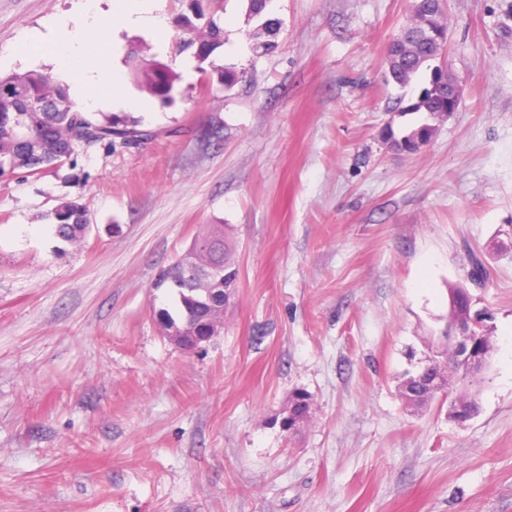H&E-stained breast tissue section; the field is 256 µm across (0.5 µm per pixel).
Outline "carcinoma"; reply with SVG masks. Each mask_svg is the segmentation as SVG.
Here are the masks:
<instances>
[{"label": "carcinoma", "mask_w": 512, "mask_h": 512, "mask_svg": "<svg viewBox=\"0 0 512 512\" xmlns=\"http://www.w3.org/2000/svg\"><path fill=\"white\" fill-rule=\"evenodd\" d=\"M247 2L249 19L259 21L252 32L254 49L265 55L276 47L271 37L276 34L277 22L265 17L269 0ZM188 9L191 15L178 17L179 25L189 34L180 50L196 48L197 69L207 76V81H215L226 88L233 86L244 73L226 68L216 69L211 74L203 67L211 54L224 44L223 30L214 18H205L200 0H190ZM202 19L206 20V34L197 39V22ZM448 24L447 0H411L408 23L387 49L388 75L395 84L407 85L425 64L442 54L448 41ZM126 64L134 83L154 96L161 106L169 107L174 103L178 76L168 64L140 58L134 51L128 53ZM415 113L423 116L417 125L397 130L391 123L385 127L383 139L392 149L416 154L429 143L438 123L448 119V85L424 89L416 101L398 111L401 117ZM137 126V121L114 114L97 120L92 114L75 108L69 99L68 88L52 82L45 74L31 71L0 76V177L54 172L71 162L82 136L109 149L117 145L138 146L146 140V134ZM51 217L56 235L62 241L71 246L83 243L90 227L83 204L76 199L65 201L51 212ZM193 244L196 245L194 263L200 270L221 268L225 274L219 282L206 276L188 281L181 271L179 258L160 271L154 288L171 289L176 300V314L166 310L161 312L165 329L184 328L190 333L204 326L210 316L220 313L217 307L203 303L207 294L217 288L224 289L226 304L236 294L238 270L231 261V247L224 236V225H205L194 237ZM489 277L490 269L484 259L471 255L470 282H485ZM448 297L457 304L459 312L468 311L471 299L466 288L452 286L448 289ZM452 359L450 349L443 359L426 356L420 359L416 371L404 374L399 393L407 406L430 404L437 398L431 391V382L439 367ZM310 409L309 397L296 394L288 408V416L284 418L285 428L293 430L307 422Z\"/></svg>", "instance_id": "carcinoma-1"}]
</instances>
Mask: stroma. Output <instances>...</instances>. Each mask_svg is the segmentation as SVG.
<instances>
[{"label": "stroma", "instance_id": "35a3bbf8", "mask_svg": "<svg viewBox=\"0 0 512 512\" xmlns=\"http://www.w3.org/2000/svg\"><path fill=\"white\" fill-rule=\"evenodd\" d=\"M409 0H271L278 48L257 55L246 0L210 11L205 85L184 33L167 49L92 32L86 53L138 46L182 78L163 108L127 110L149 140L79 150L42 178H0V512H512V0H448L457 112L419 153L381 131L430 81H386ZM74 0H0V74L64 66L31 37ZM79 198L82 248L51 212ZM235 245L224 329L186 352L163 336L160 271L201 225ZM494 353L465 424L397 385L437 343L469 251ZM311 419L281 420L296 391Z\"/></svg>", "mask_w": 512, "mask_h": 512}]
</instances>
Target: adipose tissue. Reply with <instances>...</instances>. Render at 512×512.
<instances>
[{
    "instance_id": "adipose-tissue-1",
    "label": "adipose tissue",
    "mask_w": 512,
    "mask_h": 512,
    "mask_svg": "<svg viewBox=\"0 0 512 512\" xmlns=\"http://www.w3.org/2000/svg\"><path fill=\"white\" fill-rule=\"evenodd\" d=\"M112 17L118 26L151 32L159 45H166L169 40L171 27L161 0H112ZM103 23L96 0H77L72 14L59 18L43 39L56 56L75 59L82 55L85 34L101 28ZM71 79L76 99L87 109H126L138 105L137 100L127 93L123 72L116 65L100 63L83 67L72 72ZM96 87L111 88L112 93L88 96V89Z\"/></svg>"
}]
</instances>
